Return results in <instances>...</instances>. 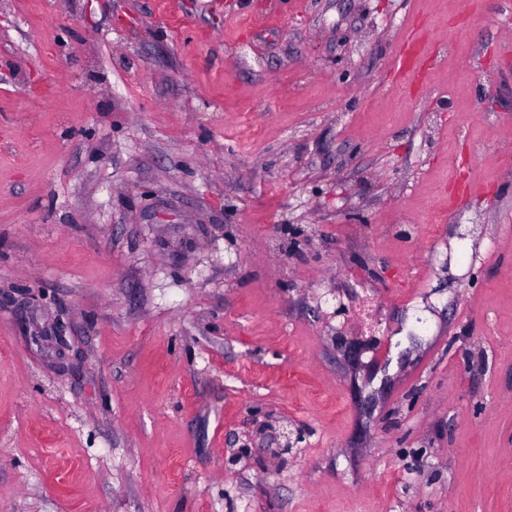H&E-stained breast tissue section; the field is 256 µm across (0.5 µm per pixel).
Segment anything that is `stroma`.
I'll return each instance as SVG.
<instances>
[{"label":"stroma","mask_w":512,"mask_h":512,"mask_svg":"<svg viewBox=\"0 0 512 512\" xmlns=\"http://www.w3.org/2000/svg\"><path fill=\"white\" fill-rule=\"evenodd\" d=\"M511 10L0 0V512H512ZM375 302L376 299L372 293L362 296L358 304L359 308L356 310L357 316L353 322L354 328L370 334L379 332L380 324H378L374 315Z\"/></svg>","instance_id":"stroma-1"}]
</instances>
